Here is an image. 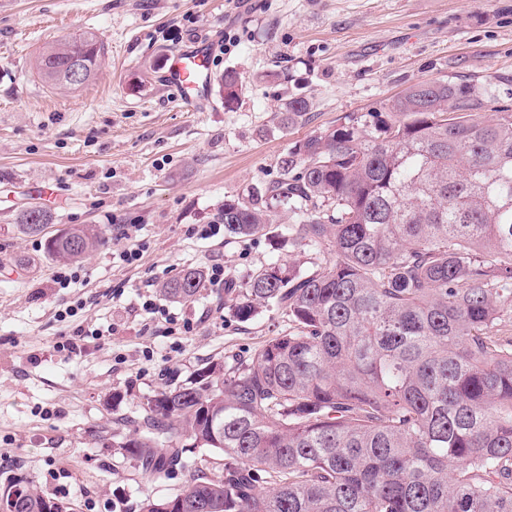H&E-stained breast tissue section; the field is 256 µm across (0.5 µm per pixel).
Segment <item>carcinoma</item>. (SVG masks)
Instances as JSON below:
<instances>
[{"label": "carcinoma", "instance_id": "carcinoma-1", "mask_svg": "<svg viewBox=\"0 0 512 512\" xmlns=\"http://www.w3.org/2000/svg\"><path fill=\"white\" fill-rule=\"evenodd\" d=\"M103 55L87 33L45 47L36 70L71 89V60L87 83ZM220 89L231 107L238 73L224 71ZM489 104L471 84L416 83L370 113L373 131L309 136L265 190L224 200L228 236L262 231L282 206L288 236L315 258L302 274L259 269L238 291L241 320L272 305L288 333L113 421L142 473L185 476L140 512H512V112L486 121ZM308 107L286 99L282 124ZM50 221L35 206L20 227ZM100 241L73 224L46 249L76 260ZM205 282L188 268L161 292L193 302ZM192 448L223 455L222 473L188 468ZM22 492L23 512H62Z\"/></svg>", "mask_w": 512, "mask_h": 512}]
</instances>
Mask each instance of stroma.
Returning a JSON list of instances; mask_svg holds the SVG:
<instances>
[{
    "label": "stroma",
    "instance_id": "1",
    "mask_svg": "<svg viewBox=\"0 0 512 512\" xmlns=\"http://www.w3.org/2000/svg\"><path fill=\"white\" fill-rule=\"evenodd\" d=\"M86 32L105 48L92 81L37 77L45 46ZM198 39L215 47L214 76L240 74L233 108L219 85L194 112L162 84ZM430 79L472 80L491 99L485 119L512 110V0H0V489L25 479L65 512H140L181 490L182 473L132 468L113 419L208 361L249 356L288 321L272 306L239 321L220 288L171 302L158 284L220 262L240 286L263 267L305 270L309 254L287 212L247 238L203 240L192 225L275 181L296 141L387 111ZM294 96L310 107L286 127ZM34 205L52 216L40 235L18 227ZM73 224L102 240L60 289L45 242ZM130 242L143 255L126 266L114 255ZM166 310L191 331L168 332Z\"/></svg>",
    "mask_w": 512,
    "mask_h": 512
}]
</instances>
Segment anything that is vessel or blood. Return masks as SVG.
<instances>
[{
  "label": "vessel or blood",
  "instance_id": "1",
  "mask_svg": "<svg viewBox=\"0 0 512 512\" xmlns=\"http://www.w3.org/2000/svg\"><path fill=\"white\" fill-rule=\"evenodd\" d=\"M213 52L211 42H194L176 55L165 75L166 86L171 87L184 104L199 112L210 105Z\"/></svg>",
  "mask_w": 512,
  "mask_h": 512
}]
</instances>
